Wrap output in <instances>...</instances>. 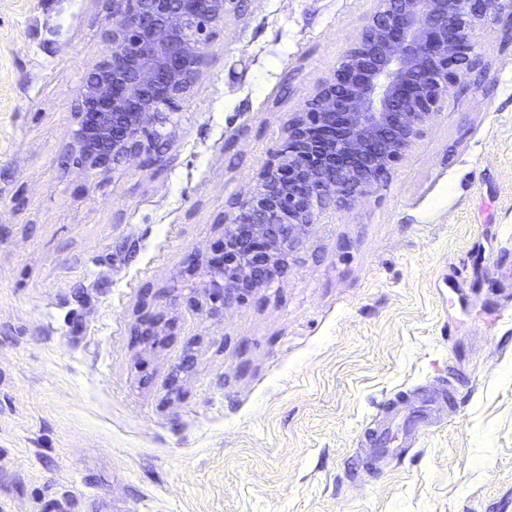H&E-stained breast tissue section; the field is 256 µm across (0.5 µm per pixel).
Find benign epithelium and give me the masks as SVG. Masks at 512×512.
<instances>
[{
  "label": "benign epithelium",
  "instance_id": "obj_1",
  "mask_svg": "<svg viewBox=\"0 0 512 512\" xmlns=\"http://www.w3.org/2000/svg\"><path fill=\"white\" fill-rule=\"evenodd\" d=\"M239 0H112L109 53L79 89L77 163L107 169L158 142L164 109L183 100L205 65L203 45ZM509 0H380L334 73L288 120V135L257 186L223 218L224 263L211 264L213 311L270 284L317 208L372 192L438 115L451 81L475 59L474 23ZM162 313L136 333L161 335Z\"/></svg>",
  "mask_w": 512,
  "mask_h": 512
}]
</instances>
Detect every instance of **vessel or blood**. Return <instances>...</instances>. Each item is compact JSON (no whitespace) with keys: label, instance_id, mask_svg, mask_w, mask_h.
Wrapping results in <instances>:
<instances>
[{"label":"vessel or blood","instance_id":"vessel-or-blood-1","mask_svg":"<svg viewBox=\"0 0 512 512\" xmlns=\"http://www.w3.org/2000/svg\"><path fill=\"white\" fill-rule=\"evenodd\" d=\"M467 373L457 366H449L448 376L439 387H424L416 415L402 414L396 400L384 402L378 418L369 423L359 441L371 466L403 455L408 448L417 446L422 437L440 425L447 412L457 403L460 387L464 386Z\"/></svg>","mask_w":512,"mask_h":512}]
</instances>
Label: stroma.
Masks as SVG:
<instances>
[{
	"label": "stroma",
	"instance_id": "1",
	"mask_svg": "<svg viewBox=\"0 0 512 512\" xmlns=\"http://www.w3.org/2000/svg\"><path fill=\"white\" fill-rule=\"evenodd\" d=\"M378 5L242 0L161 154L88 170L111 0H0V512H512V302L483 283L512 252L507 12L376 190L320 211L271 285L216 314L205 293L224 215ZM452 362L473 378L447 423L357 463L379 405ZM169 323L162 313H149L145 315L136 327V336H140L143 341L150 342L155 336H160L163 328Z\"/></svg>",
	"mask_w": 512,
	"mask_h": 512
}]
</instances>
